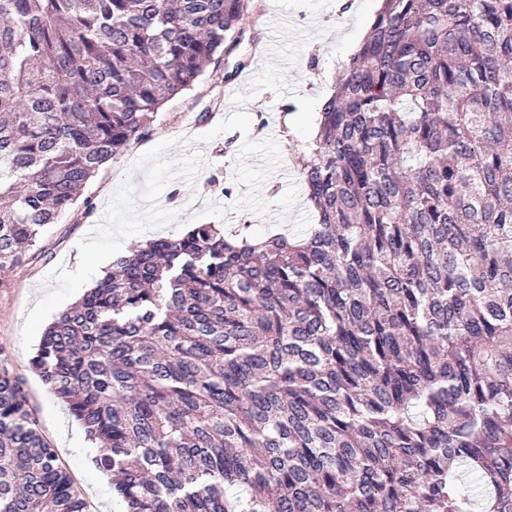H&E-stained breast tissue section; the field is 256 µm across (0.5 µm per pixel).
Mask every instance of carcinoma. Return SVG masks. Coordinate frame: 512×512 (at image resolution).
<instances>
[{"mask_svg":"<svg viewBox=\"0 0 512 512\" xmlns=\"http://www.w3.org/2000/svg\"><path fill=\"white\" fill-rule=\"evenodd\" d=\"M244 0H0V278L245 35ZM302 236L133 247L33 366L123 512H512V0H380ZM0 512H87L0 367Z\"/></svg>","mask_w":512,"mask_h":512,"instance_id":"obj_1","label":"carcinoma"}]
</instances>
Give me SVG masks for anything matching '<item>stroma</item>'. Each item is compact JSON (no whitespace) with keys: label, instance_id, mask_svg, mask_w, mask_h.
Listing matches in <instances>:
<instances>
[{"label":"stroma","instance_id":"obj_1","mask_svg":"<svg viewBox=\"0 0 512 512\" xmlns=\"http://www.w3.org/2000/svg\"><path fill=\"white\" fill-rule=\"evenodd\" d=\"M250 4L245 20L250 36L189 90L164 104L149 135L131 141L100 168L77 201L44 229L35 259L0 282V362L22 380L40 431L58 449L88 512H121L122 505L107 477L94 467V451L82 426L49 393L33 367V352L21 346L24 318L41 298L43 281L56 264L76 269L78 242L101 219L126 172H133L135 183L143 182L142 172L132 169L142 153L164 139L200 136L232 112L249 114V132L230 131L204 144L207 164L194 185L170 183L161 205L168 209L188 205L199 212L215 203L227 207L226 223L252 220L251 212L233 208L245 191L234 180L235 160L245 140L270 137L279 145L283 169L264 182L260 195L268 202L278 200L289 181L300 180L320 105L367 36L379 8V0H352L351 9L343 11L337 0H250ZM228 71L233 74L229 80L224 77Z\"/></svg>","mask_w":512,"mask_h":512}]
</instances>
